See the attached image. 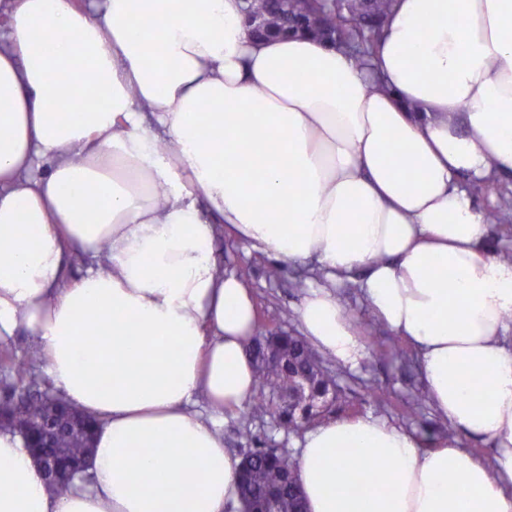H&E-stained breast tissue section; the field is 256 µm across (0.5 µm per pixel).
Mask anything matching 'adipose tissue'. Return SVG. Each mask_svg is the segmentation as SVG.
<instances>
[{"instance_id": "adipose-tissue-1", "label": "adipose tissue", "mask_w": 512, "mask_h": 512, "mask_svg": "<svg viewBox=\"0 0 512 512\" xmlns=\"http://www.w3.org/2000/svg\"><path fill=\"white\" fill-rule=\"evenodd\" d=\"M510 170L512 0H396L365 65L253 39L241 0H11L0 342L37 336L101 426L90 480L53 495L0 431V512H236L224 419L256 390V314L212 256L224 224L277 262L316 259L301 327L345 364L362 347L336 289L358 281L436 411L495 446L487 463L384 420L324 421L300 452L308 512H512V264L469 189Z\"/></svg>"}]
</instances>
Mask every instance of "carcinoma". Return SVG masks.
Masks as SVG:
<instances>
[{"label":"carcinoma","instance_id":"carcinoma-1","mask_svg":"<svg viewBox=\"0 0 512 512\" xmlns=\"http://www.w3.org/2000/svg\"><path fill=\"white\" fill-rule=\"evenodd\" d=\"M394 0H292L288 15L276 21L278 29L295 33L293 10L307 12L316 25L306 30L326 32L336 39V45H357L359 58L367 62L380 40L384 24ZM282 348L275 364L255 363L258 393L247 405L246 422L239 435L252 438L251 421L270 414L275 400L282 394L297 396V388L323 390L337 386L336 373L303 336L293 332L274 335ZM33 355L19 356L9 346L0 353V371L6 378L0 388V429L17 433L26 439L33 434L45 436L39 453L50 455L63 450L74 462L89 448L85 437L78 432L58 429L49 415L41 386L48 381L34 369ZM299 403L295 410L284 415L279 427L286 433H298L321 419V415L305 416ZM241 512H305L300 490L299 461L272 446L254 448L242 463L240 481Z\"/></svg>","mask_w":512,"mask_h":512}]
</instances>
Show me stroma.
I'll use <instances>...</instances> for the list:
<instances>
[{
	"label": "stroma",
	"mask_w": 512,
	"mask_h": 512,
	"mask_svg": "<svg viewBox=\"0 0 512 512\" xmlns=\"http://www.w3.org/2000/svg\"><path fill=\"white\" fill-rule=\"evenodd\" d=\"M214 257L220 270H237L247 266L252 270L248 287L257 306L258 329L261 334L282 330H299L297 310L303 291L294 285L296 266L277 264L259 251L239 244L231 232L225 231L212 245ZM342 304L358 322L374 324L375 332L364 338L365 356L357 368L333 362L337 383L344 393L343 400L337 401L330 409L331 417L373 415L414 432L419 436L440 426L441 420L431 404H424L420 414L413 419L402 412L403 404L414 396L424 394L425 386L416 362L401 363L397 360L378 359L382 339L396 341V334L388 333L383 326L375 325L359 289H340ZM378 386L387 394L388 400L377 403L369 400L365 390Z\"/></svg>",
	"instance_id": "obj_1"
}]
</instances>
